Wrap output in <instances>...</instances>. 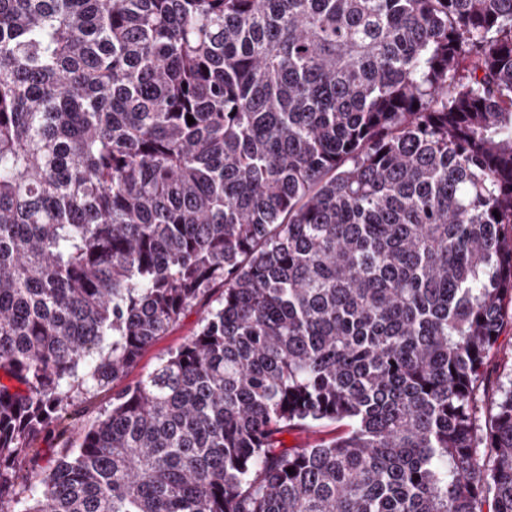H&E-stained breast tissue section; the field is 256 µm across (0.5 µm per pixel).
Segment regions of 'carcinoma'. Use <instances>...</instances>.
I'll return each instance as SVG.
<instances>
[{"label": "carcinoma", "instance_id": "cac0c4a2", "mask_svg": "<svg viewBox=\"0 0 512 512\" xmlns=\"http://www.w3.org/2000/svg\"><path fill=\"white\" fill-rule=\"evenodd\" d=\"M508 301L512 0H0V512H512ZM204 312V308H193L166 336H162L151 347L146 349L137 366L128 373L122 386L139 380L158 364L160 358L166 356L168 352L176 350L194 336L201 327V319ZM496 371L492 379L497 382L508 383L512 377V322L508 323L499 338V353L495 360ZM112 403V391L99 390L81 395L73 407L72 415L65 422L66 437L77 440L80 435L98 420ZM335 430V426L316 427L285 435L287 445L308 446L318 443L321 439L328 438Z\"/></svg>", "mask_w": 512, "mask_h": 512}]
</instances>
